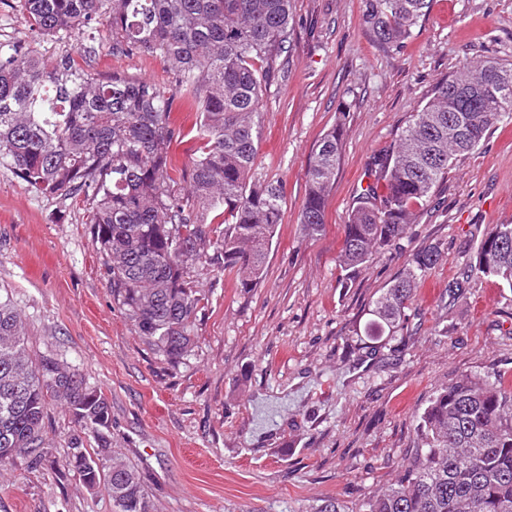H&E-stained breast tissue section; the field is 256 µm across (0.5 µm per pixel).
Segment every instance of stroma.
Listing matches in <instances>:
<instances>
[{"label": "stroma", "instance_id": "1", "mask_svg": "<svg viewBox=\"0 0 512 512\" xmlns=\"http://www.w3.org/2000/svg\"><path fill=\"white\" fill-rule=\"evenodd\" d=\"M290 53L260 103L255 175L276 180L283 217L255 288L206 263L190 275L206 299L197 343L171 363L139 334L108 284L87 223L90 200L46 198L0 166V286L27 322L32 353L54 354L101 389L112 406V448L138 468L154 512H315L333 499L352 508L384 491L416 448L419 416L465 373L512 385V290L473 278L448 284L473 261L474 225L512 224V118L454 164L413 208L404 237L344 283V226L375 158L392 150L438 81L491 57L512 63V0H432L400 48L382 45L362 0H291ZM0 38L32 32L18 0H0ZM73 34L77 67L119 72L169 88L159 56L112 53L96 32L92 57ZM198 114L169 115L174 170L197 150ZM340 127L342 149L325 224L307 235L299 215L306 169L321 137ZM441 262L417 280L402 343L368 331L374 300L428 244ZM287 455H279L280 445ZM0 512H115L101 491L25 459L0 471Z\"/></svg>", "mask_w": 512, "mask_h": 512}]
</instances>
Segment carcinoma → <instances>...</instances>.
<instances>
[{"mask_svg":"<svg viewBox=\"0 0 512 512\" xmlns=\"http://www.w3.org/2000/svg\"><path fill=\"white\" fill-rule=\"evenodd\" d=\"M365 23L388 47L403 46L430 0H363ZM28 27L62 40L97 25L112 29V54L152 53L174 71L167 90L114 74L99 80L77 68L72 51L41 53L31 41L0 40V166L45 197L85 195L92 241L106 256L112 292L141 336L178 362L195 344L202 300L187 276L203 259L241 274L255 288L283 199L279 186L253 176L265 83L288 53L291 0H19ZM482 83V103L459 89ZM177 103L200 114L197 155L172 175L168 116ZM512 113V65L468 64L439 82L412 113L392 151L374 163L375 184L358 198L344 226L340 265L354 273L376 250L392 247L410 224L412 204L458 157L481 144ZM341 148L335 126L306 170L300 224L323 228L326 197ZM224 226L217 232L216 225ZM440 247L424 246L375 301L370 326L394 335L418 277L438 264ZM478 275L512 289V224L482 235L473 263L448 283L455 297ZM60 402L78 426L63 470L124 504L152 512L138 470L112 452L111 406L100 389L53 355L36 356L22 313L0 289V468L24 458L54 467L45 418ZM421 447L396 481L355 512H512V386L465 374L437 391L418 425ZM88 460L91 479L73 467Z\"/></svg>","mask_w":512,"mask_h":512,"instance_id":"carcinoma-1","label":"carcinoma"}]
</instances>
